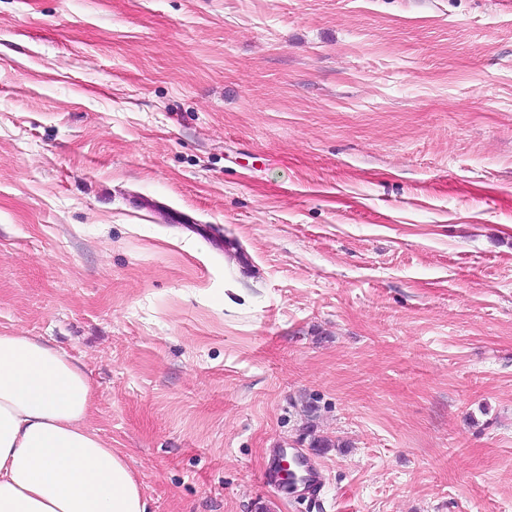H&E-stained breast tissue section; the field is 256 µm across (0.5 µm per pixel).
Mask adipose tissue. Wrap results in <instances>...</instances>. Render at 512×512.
Wrapping results in <instances>:
<instances>
[{"instance_id":"ef3b65f1","label":"adipose tissue","mask_w":512,"mask_h":512,"mask_svg":"<svg viewBox=\"0 0 512 512\" xmlns=\"http://www.w3.org/2000/svg\"><path fill=\"white\" fill-rule=\"evenodd\" d=\"M91 409L89 379L64 352L0 333V512H147Z\"/></svg>"}]
</instances>
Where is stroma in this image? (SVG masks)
<instances>
[{
	"mask_svg": "<svg viewBox=\"0 0 512 512\" xmlns=\"http://www.w3.org/2000/svg\"><path fill=\"white\" fill-rule=\"evenodd\" d=\"M0 331L148 512H512V0H0Z\"/></svg>",
	"mask_w": 512,
	"mask_h": 512,
	"instance_id": "1",
	"label": "stroma"
}]
</instances>
